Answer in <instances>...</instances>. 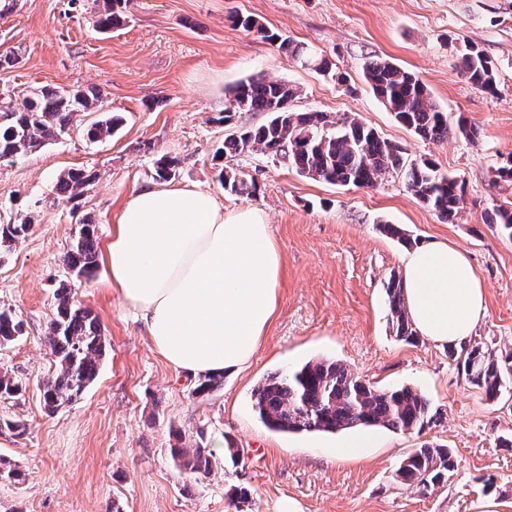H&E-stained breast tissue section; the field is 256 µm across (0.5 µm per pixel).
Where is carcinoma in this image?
<instances>
[{
  "instance_id": "1",
  "label": "carcinoma",
  "mask_w": 512,
  "mask_h": 512,
  "mask_svg": "<svg viewBox=\"0 0 512 512\" xmlns=\"http://www.w3.org/2000/svg\"><path fill=\"white\" fill-rule=\"evenodd\" d=\"M128 0H105L97 26L104 32L122 27L127 20L123 5ZM234 24L246 32L257 31L278 45L288 57L328 74L332 64L301 43L283 38L255 19L238 17ZM460 72L474 88L487 94L497 92L494 68L482 50L468 46L460 59ZM364 77L373 93L395 119L424 141L448 138L452 127L448 113L431 98L425 85L402 67L383 60L365 63ZM297 90L288 83L250 77L228 92L222 121L231 123L241 112H264L268 119L224 138L222 153L239 156L261 151L288 164L300 175L331 185L373 187L387 174L402 176L406 188L438 216L450 223L464 203V187L457 178L439 172L428 162L406 156L398 144L381 137L358 118L326 112H295L290 108ZM100 111V95L81 88L42 86L29 92L21 106L0 104V162L36 151L69 134L74 120L83 112ZM122 118L111 115L91 124L87 138L98 141L112 136ZM177 160L166 154L156 160L155 174L172 178ZM95 174L71 169L58 178L55 188L73 198L92 184ZM224 189L235 195L253 196L256 184L237 174H224ZM484 223L512 238V207L500 205L484 214ZM81 228L64 263L87 279L96 269L97 225L80 221ZM32 229V224H0V251ZM389 324L394 336L408 343L419 339L408 316L402 277L392 274L386 285ZM22 332L12 313L0 310V343L10 342ZM56 358L57 372L43 383V401L53 412L77 398L96 378L105 350L100 323L90 311L77 304L70 289L62 286L55 294V313L47 336ZM448 356L458 373L481 389L489 400L498 398L512 383V352L496 356L480 342L448 346ZM252 407L261 422L282 432H336L358 427H380L394 433H423L440 418L439 409L417 389L404 385L383 389L352 372L346 365L316 359L282 374L268 377L252 393ZM174 463L190 474L207 475L216 466L213 453L202 446L170 449ZM452 452L425 442L413 449L396 471L408 487L435 484L452 470Z\"/></svg>"
}]
</instances>
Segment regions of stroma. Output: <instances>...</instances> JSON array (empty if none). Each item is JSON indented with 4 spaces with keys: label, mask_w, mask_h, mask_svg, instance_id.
<instances>
[{
    "label": "stroma",
    "mask_w": 512,
    "mask_h": 512,
    "mask_svg": "<svg viewBox=\"0 0 512 512\" xmlns=\"http://www.w3.org/2000/svg\"><path fill=\"white\" fill-rule=\"evenodd\" d=\"M101 0H15L0 19V100L20 103L50 85L95 87L119 130L99 142L83 135L96 114L77 117L69 135L0 164V224L33 227L0 254V309L23 324L0 344V369L22 387L0 398V461L17 470L0 478V512H512V396L486 400L458 373L446 348L396 339L386 284L402 272L406 248L380 227L394 224L416 242L444 240L464 250L486 292L473 340L512 352V240L484 214L512 201L499 169L512 156V0H131L128 24L106 33ZM251 16L335 63L346 78L302 67L233 20ZM484 51L498 91L488 95L459 73L465 46ZM415 73L452 132L422 141L398 123L364 78L368 58ZM295 85L294 109L352 114L410 158L456 177L465 203L448 223L386 175L371 188L334 186L299 175L265 153L215 155L231 127L225 96L242 79ZM178 159L174 180L211 191L225 210L265 211L282 253L275 317L251 366L225 374L222 386L194 395L195 377L174 371L141 319L124 307L104 266L92 279L64 256L79 219L95 222L100 244L134 188L156 182L154 161ZM94 169L96 182L71 199L54 190L71 168ZM255 180V196L225 191L222 169ZM66 284L97 316L106 338L99 374L82 395L46 413L41 388L56 370L47 331L55 293ZM328 358L384 387L417 388L440 408L422 434L360 427L336 433H283L265 427L252 392L271 374ZM24 433L9 430V423ZM365 440L359 458L338 456ZM232 444L207 476L175 467L169 450ZM451 448L455 467L441 484L407 489L395 479L401 459L422 442ZM248 498L234 506L233 488Z\"/></svg>",
    "instance_id": "stroma-1"
}]
</instances>
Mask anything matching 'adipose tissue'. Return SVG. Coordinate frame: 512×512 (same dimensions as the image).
<instances>
[{"mask_svg":"<svg viewBox=\"0 0 512 512\" xmlns=\"http://www.w3.org/2000/svg\"><path fill=\"white\" fill-rule=\"evenodd\" d=\"M103 261L171 368L202 375L250 366L274 318L282 271L263 210H225L194 184L142 186L125 198ZM402 279L419 336L442 346L471 336L485 294L463 251L421 243Z\"/></svg>","mask_w":512,"mask_h":512,"instance_id":"ef3b65f1","label":"adipose tissue"}]
</instances>
